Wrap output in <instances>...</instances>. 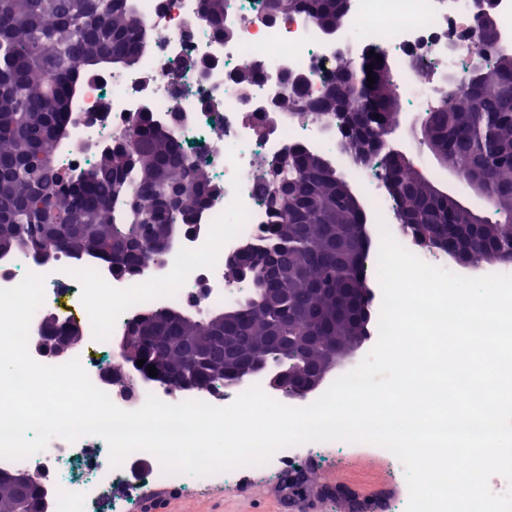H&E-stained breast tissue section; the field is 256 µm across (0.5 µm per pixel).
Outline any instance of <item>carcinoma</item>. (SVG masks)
I'll return each instance as SVG.
<instances>
[{
	"label": "carcinoma",
	"mask_w": 512,
	"mask_h": 512,
	"mask_svg": "<svg viewBox=\"0 0 512 512\" xmlns=\"http://www.w3.org/2000/svg\"><path fill=\"white\" fill-rule=\"evenodd\" d=\"M347 2L266 0V8L281 15L305 11L333 32ZM200 17L209 33L229 35L224 0H201ZM149 40L136 0H0V256L63 255L79 263L95 258L140 271L147 260L160 259L150 245L155 225L166 238L185 233V220L215 199L206 169L145 112L129 120L125 137L100 153L78 184L69 181L66 169L60 177L46 174L51 146L68 138L81 82L105 69L118 74L137 67ZM483 45L493 54L482 66L484 77L457 95L443 94L422 112L420 129L422 139L430 137L444 149L448 167L488 186L492 216L481 224L472 222L470 207L440 196L437 181L391 166L382 150L369 154L368 143L395 120L388 87L378 85L369 96L356 92L360 76L343 63L322 97L284 100L286 112L302 104L316 117L342 110L362 118L360 134L346 140L347 152L360 162L371 155L383 177L404 187L402 198L391 197L402 230L445 253L448 240H459L463 265L499 261L512 250V48L489 39ZM258 168L271 222L265 248L245 251L247 293L205 314L173 304L143 311L174 316L148 332L147 353L162 368L178 365L195 375L197 392L224 385V347L211 343L185 361L174 343L179 336L216 335L211 316H224V335L239 352L275 355L287 371L299 369L293 337L349 343L365 322L359 301L367 287V213L350 207V181L328 159L298 147L283 159H260ZM276 173L295 186L274 209ZM274 259H286L300 271L279 284V308L266 305V268ZM287 313L294 318L274 353L266 336Z\"/></svg>",
	"instance_id": "1"
}]
</instances>
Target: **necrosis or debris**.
I'll return each mask as SVG.
<instances>
[{"label":"necrosis or debris","instance_id":"4bbe7bcc","mask_svg":"<svg viewBox=\"0 0 512 512\" xmlns=\"http://www.w3.org/2000/svg\"><path fill=\"white\" fill-rule=\"evenodd\" d=\"M138 3L153 29L141 66L118 78L103 71L84 81L69 137L56 148V159L74 175L88 172L98 157L93 144L119 140L129 116L147 112L156 123L172 128L181 148L223 183L224 193L199 212L197 230L163 258L150 262L136 278H114L103 262L76 265L61 256L21 263L4 256L0 288L18 285L29 272L44 276L45 308L56 311L63 321L82 320L88 344L72 355L119 408L139 409L151 394L168 404L196 399L225 407L248 388L265 386V379L245 377L234 386L199 393L146 382L133 397L124 398L105 382L107 365L98 356L111 351L113 337L126 333L143 305L176 303L192 308L221 305L233 298L235 289L224 277L226 258L247 247H261L266 238L268 217L257 190L259 158L300 146L328 155L343 148L345 136L335 122L273 112L272 102L292 97L298 87L305 97H320L343 57H364L374 51L394 60L405 96L417 103L420 82L414 78L415 67H422L424 81L430 83L451 74L463 76L478 61L474 0H349L341 25L331 35L303 14L269 18L264 0H224V25L233 32L227 39L205 34L200 0ZM194 60L211 61L207 74L191 68ZM256 61L265 62V69L245 91L233 90L237 72ZM342 165L380 219L370 229L367 276L377 275L385 228L422 261L447 267V256L423 250L393 224L394 212L379 168L347 155ZM51 444L52 451L38 458L0 459L2 470L45 472L48 512H97L104 488L134 469L139 472L131 488L135 495L149 486L179 487L188 480L187 475L165 472L160 461L145 451L112 465L108 444L97 435L73 443L56 437ZM313 451L310 442L286 447L262 464L219 472L215 478L230 481L250 472L278 475L287 463Z\"/></svg>","mask_w":512,"mask_h":512}]
</instances>
